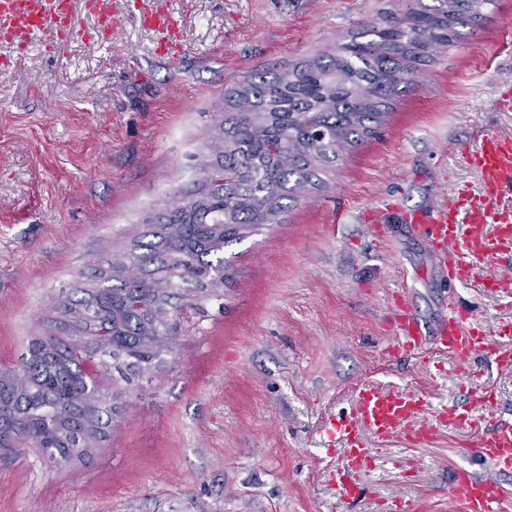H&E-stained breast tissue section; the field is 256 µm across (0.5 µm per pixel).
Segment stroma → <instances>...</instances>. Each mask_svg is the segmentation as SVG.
<instances>
[{
  "label": "stroma",
  "instance_id": "stroma-1",
  "mask_svg": "<svg viewBox=\"0 0 512 512\" xmlns=\"http://www.w3.org/2000/svg\"><path fill=\"white\" fill-rule=\"evenodd\" d=\"M411 2L162 0L183 32L171 60L134 0H119L125 22L110 42L88 43L95 21L81 13L66 45L0 68V367L18 368L33 337L58 334L57 304L81 299L103 260L194 189L221 149L213 136L228 91L334 54ZM511 22L512 0H495L318 188L225 247L228 282L171 299L159 357L98 378L123 405L104 441L68 461L32 446L1 455L0 512H386L403 499L417 512H463L455 469L486 470L468 433L391 442L352 502L326 473L345 453L325 447L321 424L349 412L363 384L415 388L431 408L466 402L447 357L385 360L394 291L429 326L451 297L485 322L512 318L494 296L445 288L399 215L379 243L362 220L387 199L412 211L478 184L462 150L483 130L512 136V111L496 104L497 87L512 84Z\"/></svg>",
  "mask_w": 512,
  "mask_h": 512
}]
</instances>
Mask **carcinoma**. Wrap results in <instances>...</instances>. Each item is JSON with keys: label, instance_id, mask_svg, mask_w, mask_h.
<instances>
[{"label": "carcinoma", "instance_id": "1", "mask_svg": "<svg viewBox=\"0 0 512 512\" xmlns=\"http://www.w3.org/2000/svg\"><path fill=\"white\" fill-rule=\"evenodd\" d=\"M494 0H440L365 25L333 55L260 75L231 92L236 112L224 129L223 181L204 184L168 212L143 253L112 263L117 283L91 288L64 310L81 341L35 337L22 367L0 377V450L31 443L49 458L79 455L111 419L87 365L99 372L125 360L148 364L167 335L170 295L203 287L208 272L228 269L220 253L279 214L281 201L303 193L315 164L331 161L369 134L380 107L429 52L449 47L458 25L476 22ZM112 340L100 339L104 328Z\"/></svg>", "mask_w": 512, "mask_h": 512}]
</instances>
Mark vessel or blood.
Returning a JSON list of instances; mask_svg holds the SVG:
<instances>
[{
	"label": "vessel or blood",
	"mask_w": 512,
	"mask_h": 512,
	"mask_svg": "<svg viewBox=\"0 0 512 512\" xmlns=\"http://www.w3.org/2000/svg\"><path fill=\"white\" fill-rule=\"evenodd\" d=\"M83 8L97 18L103 31L114 29L113 0H84ZM142 20L159 33L160 54H169L176 33L171 14L146 8ZM72 28L73 0H0V41L19 51L30 49L45 31L64 37ZM463 159L478 171L480 191L457 185L447 200L404 214L403 220L426 242L434 264L450 282L495 295L501 305L512 308V275L495 270L501 259L512 256V136L485 133ZM390 310L386 329L391 342L385 359L411 356L425 360L433 353L449 356L465 370L469 402H448L424 419L420 416L424 400L417 391L359 386L352 410L330 420L323 431L326 442L340 444L345 451V465L331 475L338 494L351 500L364 494L375 460L367 439L382 446L394 440L424 446L448 425L470 433L469 448L488 466L481 474L457 470L453 486L464 512H512V499L500 480L501 474L512 471V422L499 419L493 389L474 387V374L469 370L480 358L498 371L512 372V347L507 344L512 338V320L488 324L453 306L428 327L399 292L391 294Z\"/></svg>",
	"instance_id": "b4317fda"
}]
</instances>
